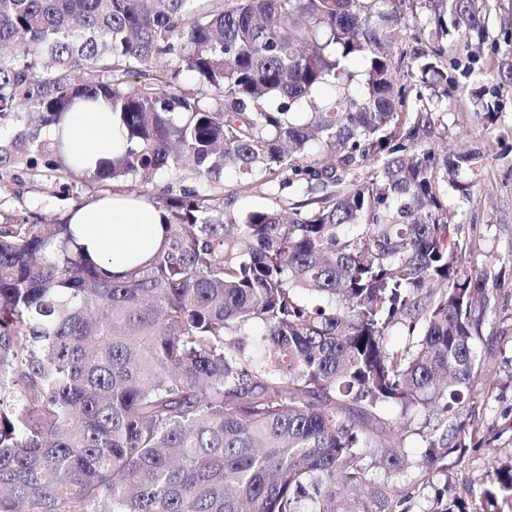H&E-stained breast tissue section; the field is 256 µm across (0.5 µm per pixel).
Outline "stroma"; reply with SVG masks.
Instances as JSON below:
<instances>
[{"mask_svg": "<svg viewBox=\"0 0 512 512\" xmlns=\"http://www.w3.org/2000/svg\"><path fill=\"white\" fill-rule=\"evenodd\" d=\"M488 17L483 39L445 40L448 95L438 104L439 120L426 143L436 152L480 151L470 198L448 194V221L475 259L494 254L501 284L475 343L487 383L464 413L473 436L462 452L449 455L448 479L456 496L470 500L486 480L494 458L512 456V0H480ZM494 118H486V111ZM76 195L60 192L55 174L20 165L0 172V224L18 215L30 223L66 219L77 204L102 190L72 176ZM155 194L200 191L220 199L234 195L239 215L274 206L277 192L262 179L243 181L233 169L205 180L188 170L156 173L148 184Z\"/></svg>", "mask_w": 512, "mask_h": 512, "instance_id": "stroma-1", "label": "stroma"}]
</instances>
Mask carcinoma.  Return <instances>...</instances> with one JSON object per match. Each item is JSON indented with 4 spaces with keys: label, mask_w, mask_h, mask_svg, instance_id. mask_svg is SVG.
<instances>
[{
    "label": "carcinoma",
    "mask_w": 512,
    "mask_h": 512,
    "mask_svg": "<svg viewBox=\"0 0 512 512\" xmlns=\"http://www.w3.org/2000/svg\"><path fill=\"white\" fill-rule=\"evenodd\" d=\"M206 2L0 0V51L22 49L0 54V172H77L41 130L99 101L124 144L91 181L233 167L282 194L244 217L230 196H154L163 246L123 277L66 222L0 224V512H414L428 489L424 512H512V462L469 502L436 487L496 276L448 223L475 156L423 143L422 87L448 82L440 42L483 36V8L426 0L419 82L398 83L403 0ZM184 69L218 106L180 91ZM433 421V418H429L427 415L422 414L418 416L416 420L412 423L411 430H415L413 431L415 433L420 432V435L412 434L411 432L408 434L409 436L405 440L406 446L408 447L406 449L408 451L410 458L415 459L420 455V452L423 449V442L421 436L422 432H426L429 428H431L432 425L434 424Z\"/></svg>",
    "instance_id": "cac0c4a2"
}]
</instances>
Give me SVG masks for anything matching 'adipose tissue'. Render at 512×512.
Masks as SVG:
<instances>
[{
	"label": "adipose tissue",
	"instance_id": "adipose-tissue-1",
	"mask_svg": "<svg viewBox=\"0 0 512 512\" xmlns=\"http://www.w3.org/2000/svg\"><path fill=\"white\" fill-rule=\"evenodd\" d=\"M66 154L87 167L111 157L122 142L117 120L94 102L67 113L63 124ZM74 243L90 258L122 275L146 265L161 248L164 227L150 205L130 194H112L70 214Z\"/></svg>",
	"mask_w": 512,
	"mask_h": 512
}]
</instances>
